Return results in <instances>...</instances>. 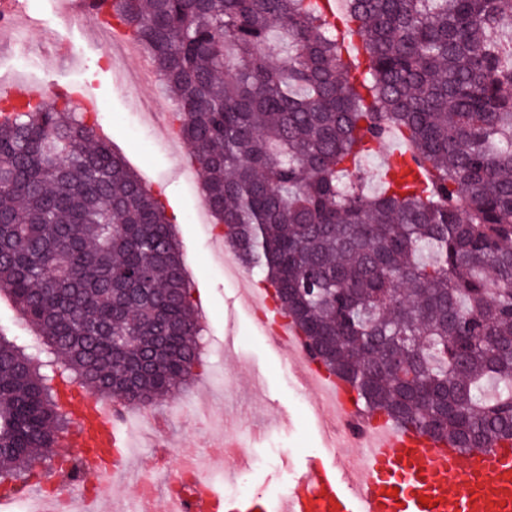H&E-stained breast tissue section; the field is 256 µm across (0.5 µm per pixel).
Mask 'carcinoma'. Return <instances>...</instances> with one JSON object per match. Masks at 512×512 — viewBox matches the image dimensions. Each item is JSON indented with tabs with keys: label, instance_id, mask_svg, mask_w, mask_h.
I'll return each instance as SVG.
<instances>
[{
	"label": "carcinoma",
	"instance_id": "1",
	"mask_svg": "<svg viewBox=\"0 0 512 512\" xmlns=\"http://www.w3.org/2000/svg\"><path fill=\"white\" fill-rule=\"evenodd\" d=\"M100 0L177 102L178 134L238 259L267 275L357 411L461 449L512 447V0ZM367 194L360 154L391 132ZM43 338L0 333V481L70 422L50 371L154 405L200 365L165 208L71 101L0 107V294Z\"/></svg>",
	"mask_w": 512,
	"mask_h": 512
}]
</instances>
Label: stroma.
Instances as JSON below:
<instances>
[{
  "mask_svg": "<svg viewBox=\"0 0 512 512\" xmlns=\"http://www.w3.org/2000/svg\"><path fill=\"white\" fill-rule=\"evenodd\" d=\"M68 0H20L15 24L28 27L39 51L30 63L44 86L79 87L100 105L97 122L112 148L125 157L141 179H155L175 226L186 267L190 271L191 302L217 347L210 362L197 367L193 383L156 405L159 414L173 419L163 440L142 441L136 464L157 460L152 470L153 512H164L172 470L167 461L185 446L200 445L218 436L219 425L244 426L252 459L248 481L253 493L286 483L306 458L322 456L328 445V422L322 421L320 396L300 383L292 364L274 348L255 324L248 306L249 292L267 289L257 274L244 280L225 277L214 257L218 225L187 223V215L201 200L184 181L183 170L194 168L191 152L175 154L178 138L172 128L156 132L135 105L138 99L157 98L149 86L122 85L104 49L88 28L74 20ZM209 405L203 418H175L185 405Z\"/></svg>",
  "mask_w": 512,
  "mask_h": 512,
  "instance_id": "stroma-1",
  "label": "stroma"
}]
</instances>
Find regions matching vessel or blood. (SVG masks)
Masks as SVG:
<instances>
[{
    "mask_svg": "<svg viewBox=\"0 0 512 512\" xmlns=\"http://www.w3.org/2000/svg\"><path fill=\"white\" fill-rule=\"evenodd\" d=\"M263 330L296 358L302 378L325 392L337 413L354 416L345 385L318 367L280 312L270 311ZM63 403L75 428L74 438L61 440L76 451L72 481L102 476L121 454L118 409L75 388L64 390ZM357 444L360 452L348 466L333 455L308 458L279 498L223 503L213 492L191 490L178 512H216L221 506L226 512H512L510 447L479 448L465 457L445 441L386 425L363 427Z\"/></svg>",
    "mask_w": 512,
    "mask_h": 512,
    "instance_id": "vessel-or-blood-1",
    "label": "vessel or blood"
}]
</instances>
